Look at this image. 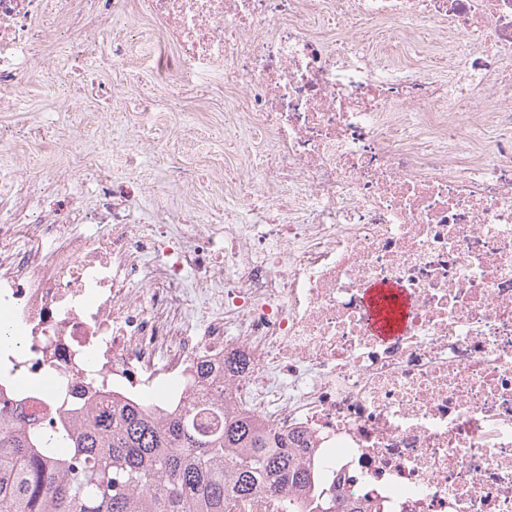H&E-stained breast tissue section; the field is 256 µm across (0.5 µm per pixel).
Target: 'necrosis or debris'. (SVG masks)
<instances>
[{
    "mask_svg": "<svg viewBox=\"0 0 512 512\" xmlns=\"http://www.w3.org/2000/svg\"><path fill=\"white\" fill-rule=\"evenodd\" d=\"M436 44L462 79L434 80ZM63 57L125 69L144 117L113 108L101 152L67 154L43 116L42 175L0 162V400L71 428L203 394V423L303 442L319 479L292 512H512V0H0V112ZM209 79L234 207L133 220L147 186L105 153L163 157L162 121ZM486 83L499 108L462 124ZM381 284L410 305L391 338ZM369 305L373 313V323L378 334L397 336L404 328L405 301L394 287L374 288L370 292Z\"/></svg>",
    "mask_w": 512,
    "mask_h": 512,
    "instance_id": "obj_1",
    "label": "necrosis or debris"
}]
</instances>
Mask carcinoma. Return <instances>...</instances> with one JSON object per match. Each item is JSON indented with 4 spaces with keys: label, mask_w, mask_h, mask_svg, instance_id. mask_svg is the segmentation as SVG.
<instances>
[{
    "label": "carcinoma",
    "mask_w": 512,
    "mask_h": 512,
    "mask_svg": "<svg viewBox=\"0 0 512 512\" xmlns=\"http://www.w3.org/2000/svg\"><path fill=\"white\" fill-rule=\"evenodd\" d=\"M202 399L159 421L143 406L45 435L0 408V512H262L311 485L294 443L251 418L217 427L197 419Z\"/></svg>",
    "instance_id": "obj_1"
}]
</instances>
